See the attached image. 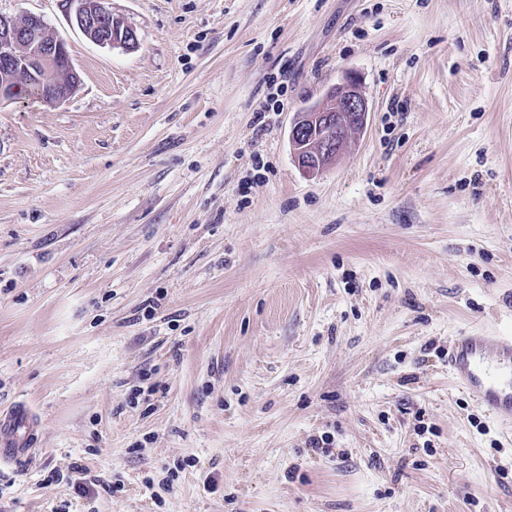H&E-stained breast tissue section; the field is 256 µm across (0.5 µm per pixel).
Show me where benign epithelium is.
<instances>
[{
  "instance_id": "1",
  "label": "benign epithelium",
  "mask_w": 512,
  "mask_h": 512,
  "mask_svg": "<svg viewBox=\"0 0 512 512\" xmlns=\"http://www.w3.org/2000/svg\"><path fill=\"white\" fill-rule=\"evenodd\" d=\"M70 20L92 41L133 48L134 30L115 17L106 0H59ZM36 75L33 93L54 105L66 100L79 81L65 43L47 28L42 16L18 19L0 14V103L14 99L8 87ZM368 112L359 80L348 75L330 87L325 104L310 105L296 113L290 131L294 158L302 171L315 175L331 165L361 127Z\"/></svg>"
}]
</instances>
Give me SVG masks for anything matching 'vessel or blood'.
Wrapping results in <instances>:
<instances>
[{
	"instance_id": "obj_1",
	"label": "vessel or blood",
	"mask_w": 512,
	"mask_h": 512,
	"mask_svg": "<svg viewBox=\"0 0 512 512\" xmlns=\"http://www.w3.org/2000/svg\"><path fill=\"white\" fill-rule=\"evenodd\" d=\"M454 383L498 420L512 425V336L464 334L448 349ZM37 421L23 404L0 416V460L27 463L36 443Z\"/></svg>"
}]
</instances>
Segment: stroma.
I'll use <instances>...</instances> for the list:
<instances>
[{"mask_svg":"<svg viewBox=\"0 0 512 512\" xmlns=\"http://www.w3.org/2000/svg\"><path fill=\"white\" fill-rule=\"evenodd\" d=\"M107 5L136 48L0 0L80 76L0 104V412L40 439L0 512H512L446 357L512 335V0ZM348 74L367 124L307 176ZM367 112V99L353 75L327 90L325 104L297 112L290 140L299 168L315 175L331 165L353 135L350 131L364 125Z\"/></svg>","mask_w":512,"mask_h":512,"instance_id":"obj_1","label":"stroma"}]
</instances>
